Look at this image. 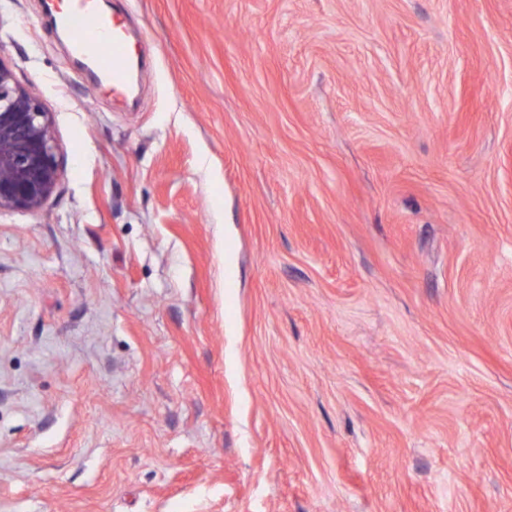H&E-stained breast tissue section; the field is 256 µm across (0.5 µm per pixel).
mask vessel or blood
<instances>
[{"instance_id":"b4317fda","label":"vessel or blood","mask_w":512,"mask_h":512,"mask_svg":"<svg viewBox=\"0 0 512 512\" xmlns=\"http://www.w3.org/2000/svg\"><path fill=\"white\" fill-rule=\"evenodd\" d=\"M74 50L89 60L114 89L128 82L129 59L123 34L110 32V21L96 8V0H72L59 17Z\"/></svg>"}]
</instances>
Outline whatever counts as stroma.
<instances>
[{"label": "stroma", "mask_w": 512, "mask_h": 512, "mask_svg": "<svg viewBox=\"0 0 512 512\" xmlns=\"http://www.w3.org/2000/svg\"><path fill=\"white\" fill-rule=\"evenodd\" d=\"M43 2L0 512H512V0H109L127 106Z\"/></svg>", "instance_id": "obj_1"}]
</instances>
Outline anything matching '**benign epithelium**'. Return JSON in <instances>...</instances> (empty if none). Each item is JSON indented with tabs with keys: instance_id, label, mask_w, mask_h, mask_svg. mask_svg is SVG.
I'll use <instances>...</instances> for the list:
<instances>
[{
	"instance_id": "1",
	"label": "benign epithelium",
	"mask_w": 512,
	"mask_h": 512,
	"mask_svg": "<svg viewBox=\"0 0 512 512\" xmlns=\"http://www.w3.org/2000/svg\"><path fill=\"white\" fill-rule=\"evenodd\" d=\"M62 176L51 113L0 58V211H41Z\"/></svg>"
}]
</instances>
